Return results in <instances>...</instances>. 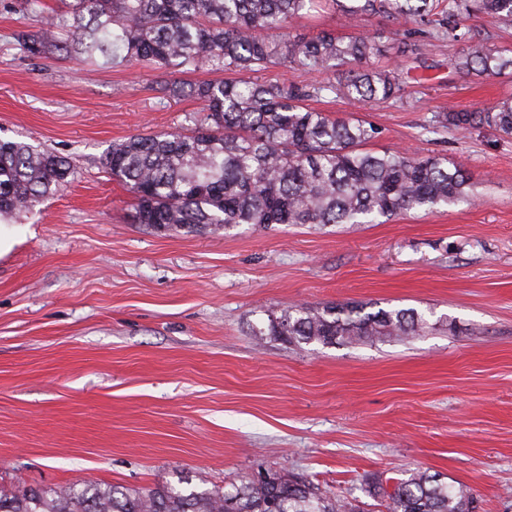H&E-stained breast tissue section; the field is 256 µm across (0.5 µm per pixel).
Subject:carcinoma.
Segmentation results:
<instances>
[{
  "instance_id": "obj_1",
  "label": "carcinoma",
  "mask_w": 512,
  "mask_h": 512,
  "mask_svg": "<svg viewBox=\"0 0 512 512\" xmlns=\"http://www.w3.org/2000/svg\"><path fill=\"white\" fill-rule=\"evenodd\" d=\"M364 26L384 16L414 34L465 43L448 59L452 73L493 77L512 70V55L462 30L470 11L512 23V0H330ZM314 0H73L70 10L37 15L38 28L16 31L29 57L59 53L114 68L194 73L270 67L315 76L345 69L344 80L311 84L235 79L155 82L161 98L191 97L203 117L188 131L135 134L112 147L104 164L132 198L134 219L156 230H231L241 224H367L456 204L472 177L429 154L363 149L377 134L369 123L333 118L306 102L339 94L357 108L401 98L408 81L432 80L434 63L415 58L395 68L368 65L376 38L320 32L300 37L292 23ZM442 128L488 127L512 137V100L437 113ZM70 174L67 160L26 142L0 138V219L32 212ZM413 309L367 312L360 304L312 310L293 306L269 319L274 336L300 346L357 344L419 336ZM388 512H473V493L438 474L415 471L386 494ZM0 512H360L359 507L286 470L247 475L232 489L178 482L124 488L91 481L0 490Z\"/></svg>"
}]
</instances>
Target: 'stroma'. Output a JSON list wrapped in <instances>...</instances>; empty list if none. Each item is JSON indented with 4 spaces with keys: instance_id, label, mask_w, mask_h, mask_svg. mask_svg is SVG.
<instances>
[{
    "instance_id": "stroma-1",
    "label": "stroma",
    "mask_w": 512,
    "mask_h": 512,
    "mask_svg": "<svg viewBox=\"0 0 512 512\" xmlns=\"http://www.w3.org/2000/svg\"><path fill=\"white\" fill-rule=\"evenodd\" d=\"M30 15L0 7V137L66 157L62 186L0 223V489L80 480L129 488L176 476L224 488L260 469L387 512L415 470L468 486L477 512H512V138L433 128L436 112L512 96V71L446 69L461 45L373 18L376 65L423 44L437 80L359 110L374 152L446 157L471 203L382 224H249L152 231L103 164L113 142L189 126L198 102L159 99L152 73L16 45ZM412 308L419 336L295 346L252 325L291 306Z\"/></svg>"
}]
</instances>
